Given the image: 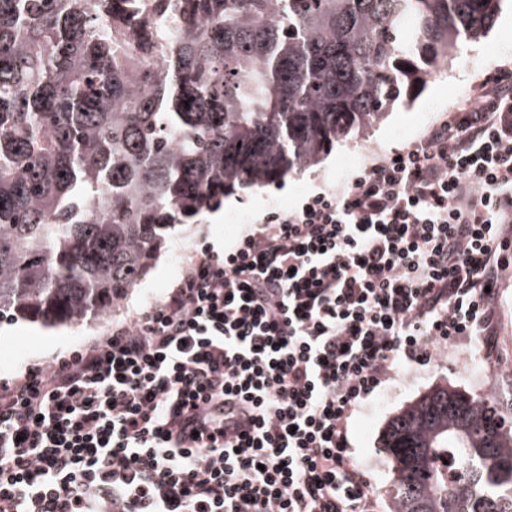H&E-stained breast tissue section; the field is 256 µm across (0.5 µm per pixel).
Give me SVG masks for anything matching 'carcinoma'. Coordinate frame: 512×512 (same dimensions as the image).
Here are the masks:
<instances>
[{"instance_id": "obj_1", "label": "carcinoma", "mask_w": 512, "mask_h": 512, "mask_svg": "<svg viewBox=\"0 0 512 512\" xmlns=\"http://www.w3.org/2000/svg\"><path fill=\"white\" fill-rule=\"evenodd\" d=\"M157 2L0 0V321L112 312L170 227L381 123L503 0ZM380 445L393 512H512L491 401L438 386Z\"/></svg>"}]
</instances>
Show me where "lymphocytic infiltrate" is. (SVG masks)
I'll use <instances>...</instances> for the list:
<instances>
[{
	"label": "lymphocytic infiltrate",
	"instance_id": "lymphocytic-infiltrate-1",
	"mask_svg": "<svg viewBox=\"0 0 512 512\" xmlns=\"http://www.w3.org/2000/svg\"><path fill=\"white\" fill-rule=\"evenodd\" d=\"M510 246L499 86L1 382L0 512H370L350 419L403 369L495 347Z\"/></svg>",
	"mask_w": 512,
	"mask_h": 512
}]
</instances>
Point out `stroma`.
<instances>
[{
  "instance_id": "35a3bbf8",
  "label": "stroma",
  "mask_w": 512,
  "mask_h": 512,
  "mask_svg": "<svg viewBox=\"0 0 512 512\" xmlns=\"http://www.w3.org/2000/svg\"><path fill=\"white\" fill-rule=\"evenodd\" d=\"M512 62V7L504 6L485 38L461 46L448 68L428 79L411 102L396 100L380 125L363 136H348L316 166L287 175L263 187L240 188L226 195L219 217L204 213L198 219L172 226L150 272L115 306L111 315L74 327L45 328L22 319L0 324V380L21 376L30 363H51L57 356L106 335L150 303L161 300L172 281L202 245L223 249L258 227L271 210L297 206L304 198L349 179L352 169L342 167L345 156L367 162L375 155L402 147L442 120L478 84L495 82L502 65ZM498 346L494 355L470 359L449 351L442 363L418 366L370 398L348 424L356 460L370 481L375 512H390L392 463L380 451L379 438L387 419L420 395L447 385L489 399L505 425L512 427V272L500 289Z\"/></svg>"
}]
</instances>
